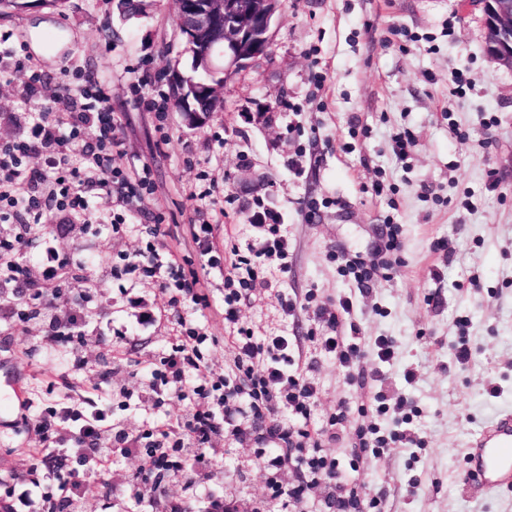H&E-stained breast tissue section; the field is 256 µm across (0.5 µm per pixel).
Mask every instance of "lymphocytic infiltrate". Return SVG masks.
<instances>
[{"label":"lymphocytic infiltrate","mask_w":512,"mask_h":512,"mask_svg":"<svg viewBox=\"0 0 512 512\" xmlns=\"http://www.w3.org/2000/svg\"><path fill=\"white\" fill-rule=\"evenodd\" d=\"M81 94L84 101L79 109L40 112L32 140L0 143V220L13 213L20 216L22 223L42 224L52 208L84 212L88 204L80 188L89 185L103 191L119 205L120 211L113 214L111 221L117 229L125 222L123 207L154 193L150 167H142L132 174L113 164L115 157L124 154L126 144L119 121L109 106L108 83L97 76L85 75ZM35 158L41 159L44 167L53 171L43 196L36 193L40 171L29 166ZM267 231L268 239L260 247L250 248L248 255H240L238 249H231L224 267V321L239 328L233 339L237 351L235 367L243 371L249 381L248 401H240L237 391L225 390L223 381L211 380L209 366L200 352L207 335L196 328L186 329L178 336L161 368L154 371L157 386L169 388L171 396L179 399L184 396L181 385L186 377L197 381L193 391L202 404L192 413L184 437L163 438L155 447L137 453L129 447L117 451L112 446V425L100 413L51 411L43 418L44 432L56 431L65 424L70 427V447L56 449L51 457L40 458L38 465L29 468L33 474L42 466L57 469L56 495L60 504L70 508L71 512H84L86 489L80 466L91 463L106 470L113 464L114 453L126 457L136 453L141 458V465L134 475L136 483L145 484L170 474L186 478L205 462L206 451L214 437L226 431L244 437L262 422L268 425V438L280 443L279 448L263 457L264 467L278 471L294 463L305 467L311 475L310 481L293 487V499H305L313 487V479L324 474L336 476L335 460L324 455L307 457L303 454L306 445H319V433L305 427L286 428L271 421L280 407L308 416L309 405L317 396L312 382L284 369L283 364L288 360L287 338L271 336L259 340L251 331L238 325L241 294L256 286L251 264L262 263L272 256L281 260L288 257V241L280 235L278 225H268ZM400 247L397 233H390L384 244L387 260L368 264L345 257L339 269L362 286H369L377 278L389 277L393 268L391 256L399 252ZM132 267L144 277L157 281L162 289L173 287L190 296L194 304L204 307L209 304V297L196 273L185 268L172 253L146 246L137 253ZM353 310L352 298L344 296L338 299L334 308L320 311V318L330 330L329 336L322 341L324 350L333 354L339 366L349 372L358 371L368 354L379 362H392L398 350L392 337L368 339L343 335L342 327Z\"/></svg>","instance_id":"obj_1"}]
</instances>
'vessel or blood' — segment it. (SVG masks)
I'll return each mask as SVG.
<instances>
[{"instance_id": "obj_1", "label": "vessel or blood", "mask_w": 512, "mask_h": 512, "mask_svg": "<svg viewBox=\"0 0 512 512\" xmlns=\"http://www.w3.org/2000/svg\"><path fill=\"white\" fill-rule=\"evenodd\" d=\"M465 477L488 492L512 491V412L503 411L466 443Z\"/></svg>"}]
</instances>
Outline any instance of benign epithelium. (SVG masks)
<instances>
[{
    "label": "benign epithelium",
    "instance_id": "benign-epithelium-1",
    "mask_svg": "<svg viewBox=\"0 0 512 512\" xmlns=\"http://www.w3.org/2000/svg\"><path fill=\"white\" fill-rule=\"evenodd\" d=\"M488 56L512 71V0H481ZM182 35L205 53L195 61L224 83L249 61L263 56L281 0H179Z\"/></svg>",
    "mask_w": 512,
    "mask_h": 512
}]
</instances>
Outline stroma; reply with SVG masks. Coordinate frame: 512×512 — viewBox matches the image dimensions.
<instances>
[{"label":"stroma","instance_id":"stroma-1","mask_svg":"<svg viewBox=\"0 0 512 512\" xmlns=\"http://www.w3.org/2000/svg\"><path fill=\"white\" fill-rule=\"evenodd\" d=\"M10 34L0 68L25 57L45 76V93L31 103L20 86H0V139L31 136L30 112L59 110L60 93L77 94L78 74L109 81L112 110L121 120L125 156L117 166L149 165L154 194L138 201L113 232L112 201L85 192L82 214L52 213L21 228L0 221V237H23L13 260L23 276H0V483L25 484L28 451L43 447L40 415L49 406L104 410L138 447L152 423L181 424L189 399L157 395L152 369L180 334L178 317L204 327L213 376L234 378L238 327L255 336H284L289 371L317 387L309 427L321 428L339 403L351 416L323 437L340 464L345 487L378 498L383 512H512V493L489 494L464 479L467 440L504 409L512 410V71L499 67L484 44L483 12L470 0H282L265 56L225 83L223 109L203 127L187 126L176 110L164 120L145 111L128 88V70L149 77L145 97L167 95L166 69L190 73L192 57L177 21L175 0H155L148 14L125 15L117 0H69L64 12L31 0L0 18ZM54 51L34 55L32 40ZM325 75L316 86L312 73ZM471 83L459 93L451 80ZM221 141H214L213 133ZM416 141L399 158L394 137ZM169 143L157 147L161 134ZM207 191L204 201L190 192ZM164 213L165 234L150 236L151 216ZM279 225L289 243L288 269L278 260L262 269L263 285L240 302V324L224 322V272L210 266L193 242L189 216L215 227V247L260 244L256 214ZM402 242L389 278L358 286L342 276L336 256L377 259L390 230ZM173 252L207 285L210 308L185 303L171 314L169 294L129 263L147 242ZM479 277L482 291L470 287ZM32 280L42 315L22 322L16 290ZM352 297L360 335L390 336L393 362L366 358V384L350 381L320 342L326 329L316 307ZM297 303L282 311V298ZM78 316L79 349L52 338V320ZM467 334L472 357L459 364L452 345ZM414 370L406 383V370ZM501 387L488 396L489 382ZM404 401L406 421L390 429L418 435L423 448L396 444L359 471L349 461L355 426L374 419L378 399ZM255 438L217 437L208 464L185 494L178 476L129 486L137 462L125 459L107 474L85 473L87 512H166L179 498L207 512L223 499L232 512H329L330 480L294 501L303 473L276 475L279 493L257 454Z\"/></svg>","mask_w":512,"mask_h":512}]
</instances>
